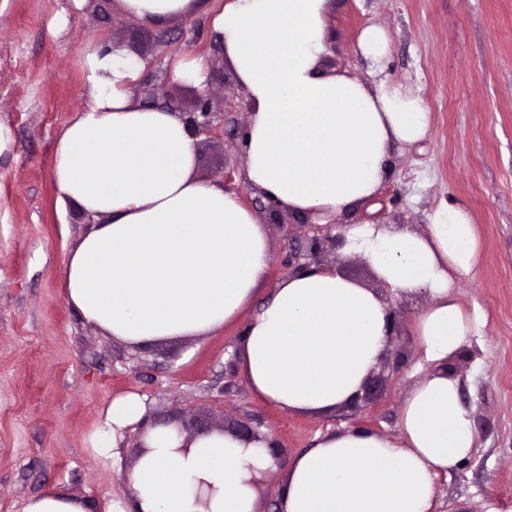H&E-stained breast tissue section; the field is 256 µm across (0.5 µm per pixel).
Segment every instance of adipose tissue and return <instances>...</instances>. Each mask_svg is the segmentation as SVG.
I'll use <instances>...</instances> for the list:
<instances>
[{"mask_svg":"<svg viewBox=\"0 0 512 512\" xmlns=\"http://www.w3.org/2000/svg\"><path fill=\"white\" fill-rule=\"evenodd\" d=\"M334 0H121L151 24L204 15L244 88L251 114L245 181L314 223L370 200L394 144L423 139L424 100L387 79L375 85L326 70ZM146 59L98 45L82 60L89 102L60 129L51 177L64 202L95 220L64 258L68 305L130 345L206 337L241 323L242 373L254 398L287 413L326 414L361 394L391 335L381 296L312 265L266 299V224L237 191L195 175L192 131L140 103ZM343 253L363 257L393 296L422 294L412 331L421 360L399 434L361 427L322 435L281 462L273 435L188 434L150 419L135 393L115 399L89 435L90 452L121 468L127 430L142 446L129 489L100 499L49 487L22 512H259L257 480L275 472L278 512H435L437 478L471 456L476 435L448 362L480 335L454 278L475 270L481 241L466 205L446 201L424 230L347 224Z\"/></svg>","mask_w":512,"mask_h":512,"instance_id":"ef3b65f1","label":"adipose tissue"}]
</instances>
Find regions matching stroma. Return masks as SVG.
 Instances as JSON below:
<instances>
[{"label": "stroma", "mask_w": 512, "mask_h": 512, "mask_svg": "<svg viewBox=\"0 0 512 512\" xmlns=\"http://www.w3.org/2000/svg\"><path fill=\"white\" fill-rule=\"evenodd\" d=\"M62 16L68 23L61 29ZM370 26L388 36L376 63L357 48ZM331 27L328 68L409 86L424 99L430 125L424 139L392 152L373 207L336 215L324 233L355 216L420 231L440 201L467 206L482 249L476 270L456 276L454 293L486 324L478 345L452 364L477 446L437 479V512H512V0H336ZM102 43L149 60L135 89L143 102L184 119L199 94L209 95L224 133L195 135L196 175L220 180L235 171L236 187L268 227L266 288L290 275V249L311 260L308 240L288 237L296 216L273 219L263 193L244 184L251 106L205 18L157 26L128 17L119 0L78 7L73 0H0V119L17 139L15 157L0 159V512H21L47 487L93 498L126 491L125 473L93 457L86 438L109 402L131 392L159 419H183L193 431L249 422L272 434L286 459L330 431L362 426L397 435L419 360L410 323L425 296L388 297L394 334L361 399L326 415L286 413L253 397L233 368L239 325L206 339L136 347L106 336L67 304L62 260L94 224L75 205L59 203L52 147L89 102L81 63ZM178 55L207 59L205 86L174 78ZM318 260L363 287L384 289L360 256L334 246Z\"/></svg>", "instance_id": "obj_1"}]
</instances>
